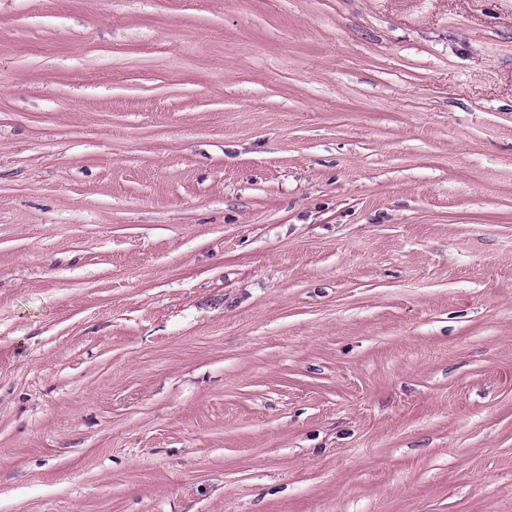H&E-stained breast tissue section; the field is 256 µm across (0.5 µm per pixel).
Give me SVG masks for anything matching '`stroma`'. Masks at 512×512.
<instances>
[{
  "instance_id": "35a3bbf8",
  "label": "stroma",
  "mask_w": 512,
  "mask_h": 512,
  "mask_svg": "<svg viewBox=\"0 0 512 512\" xmlns=\"http://www.w3.org/2000/svg\"><path fill=\"white\" fill-rule=\"evenodd\" d=\"M0 512H512V0H0Z\"/></svg>"
}]
</instances>
